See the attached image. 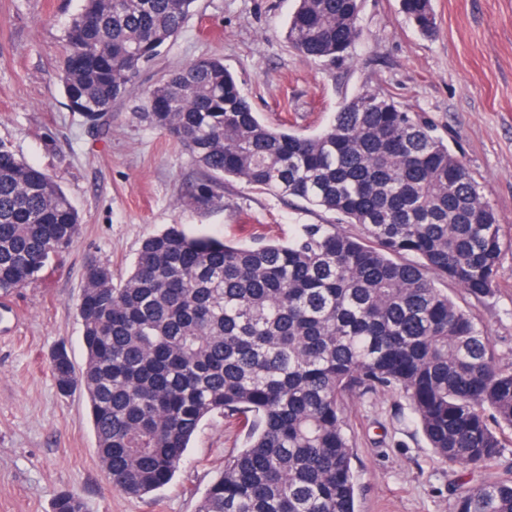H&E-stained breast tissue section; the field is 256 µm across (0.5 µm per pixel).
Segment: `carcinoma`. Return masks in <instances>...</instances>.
Listing matches in <instances>:
<instances>
[{"mask_svg": "<svg viewBox=\"0 0 512 512\" xmlns=\"http://www.w3.org/2000/svg\"><path fill=\"white\" fill-rule=\"evenodd\" d=\"M195 0H82L59 75L66 105L98 125L182 28ZM422 33L430 0H400ZM360 0H299L287 29L302 57L334 65L362 36ZM87 63L75 68L71 57ZM146 119L207 177L190 203L221 201L225 178L335 215L287 241L237 246L172 224L146 239L123 283L91 261L78 305L87 353L51 356L56 387L82 390L98 456L123 493L171 482L200 424L236 416L198 512H356L348 401L402 392L442 459L486 469L512 430V365L440 288L492 294L512 240L461 157L426 117L388 94L346 102L320 132L263 123L222 59L200 57L148 93ZM81 223L63 189L0 143V295L40 277ZM362 233H342L341 224ZM53 512H84L59 496ZM455 512H512V480L469 488Z\"/></svg>", "mask_w": 512, "mask_h": 512, "instance_id": "carcinoma-1", "label": "carcinoma"}]
</instances>
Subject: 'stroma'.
I'll list each match as a JSON object with an SVG mask.
<instances>
[{
    "label": "stroma",
    "instance_id": "stroma-1",
    "mask_svg": "<svg viewBox=\"0 0 512 512\" xmlns=\"http://www.w3.org/2000/svg\"><path fill=\"white\" fill-rule=\"evenodd\" d=\"M431 3L435 31L425 36L400 0H362L352 59L326 65L302 59L288 43L297 0H196L178 35L94 128L66 106L59 82L64 35L81 0H0V141L57 181L82 219L52 269L0 298V512H53L63 493L79 497L85 512H196L225 458L245 442L237 420L213 417L152 499L113 489L84 393L61 396L50 370L62 342L75 368L85 363L77 308L88 260L111 269L117 285L143 240L169 224L252 246L333 220L233 178L224 182L222 203L190 204L199 166L144 117L148 89L167 73L203 56L221 58L265 123L302 134L327 126L363 90L387 93L436 124L512 239V0ZM448 293L511 364L512 251L489 296L475 299L453 286ZM344 416L356 512H454L460 492L512 479V438L488 470L446 462L428 446L403 393L351 400Z\"/></svg>",
    "mask_w": 512,
    "mask_h": 512
}]
</instances>
